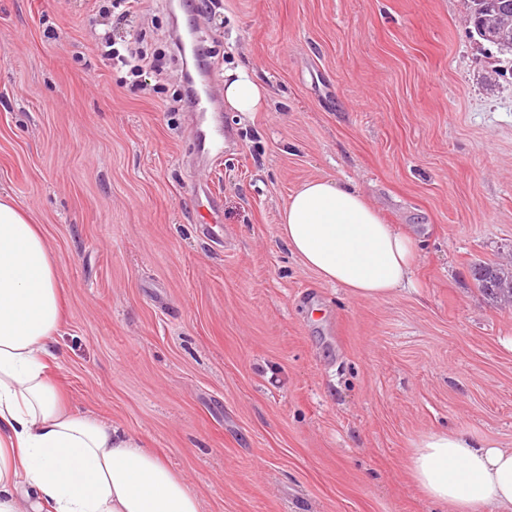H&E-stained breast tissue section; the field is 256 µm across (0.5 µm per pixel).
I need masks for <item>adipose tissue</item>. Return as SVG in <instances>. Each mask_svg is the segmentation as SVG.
Here are the masks:
<instances>
[{"label":"adipose tissue","instance_id":"obj_1","mask_svg":"<svg viewBox=\"0 0 512 512\" xmlns=\"http://www.w3.org/2000/svg\"><path fill=\"white\" fill-rule=\"evenodd\" d=\"M266 89L248 69L227 71L224 103L258 112ZM279 234L306 267L355 297L415 287V237L386 223L356 188L302 183ZM64 321L61 277L39 225L0 193V512H201L198 494L122 428L72 408L53 378ZM408 468L434 503L454 512H512V448L462 431H431Z\"/></svg>","mask_w":512,"mask_h":512}]
</instances>
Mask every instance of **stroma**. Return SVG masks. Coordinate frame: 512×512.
Instances as JSON below:
<instances>
[{
    "label": "stroma",
    "instance_id": "stroma-1",
    "mask_svg": "<svg viewBox=\"0 0 512 512\" xmlns=\"http://www.w3.org/2000/svg\"><path fill=\"white\" fill-rule=\"evenodd\" d=\"M202 3L143 0L110 27L83 0H0V190L61 273L54 376L202 512H453L407 463L435 430L512 448V306L470 267L512 262V57L464 0ZM191 27L208 66L268 90L264 111L222 110L217 166L171 40ZM107 28L164 73L104 60ZM317 177L417 233V289L358 299L290 253L279 212Z\"/></svg>",
    "mask_w": 512,
    "mask_h": 512
}]
</instances>
